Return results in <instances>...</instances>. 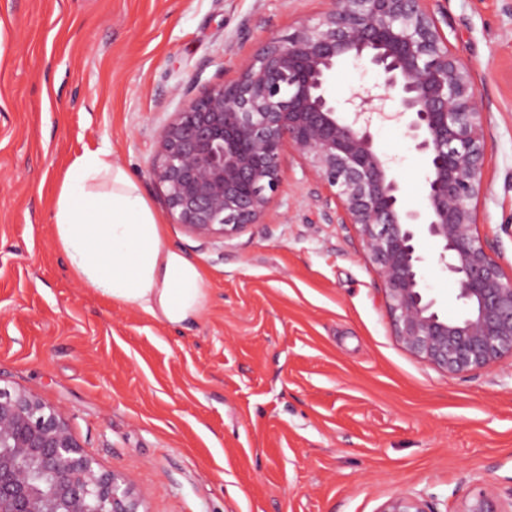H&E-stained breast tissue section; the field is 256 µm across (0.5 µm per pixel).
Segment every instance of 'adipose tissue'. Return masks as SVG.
Masks as SVG:
<instances>
[{
	"mask_svg": "<svg viewBox=\"0 0 512 512\" xmlns=\"http://www.w3.org/2000/svg\"><path fill=\"white\" fill-rule=\"evenodd\" d=\"M53 217L73 272L96 292L171 326L200 317L207 302L201 266L166 244L161 222L110 150L73 160Z\"/></svg>",
	"mask_w": 512,
	"mask_h": 512,
	"instance_id": "1",
	"label": "adipose tissue"
}]
</instances>
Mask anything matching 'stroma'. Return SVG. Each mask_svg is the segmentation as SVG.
Segmentation results:
<instances>
[{"label": "stroma", "mask_w": 512, "mask_h": 512, "mask_svg": "<svg viewBox=\"0 0 512 512\" xmlns=\"http://www.w3.org/2000/svg\"><path fill=\"white\" fill-rule=\"evenodd\" d=\"M487 113L477 232L512 279V0H427ZM328 0H0V386L68 411L85 452L137 483L147 512H378L401 491L459 512L512 499V356L451 376L397 341L358 231L287 155L271 214L201 241L168 219L148 170L161 127L235 79ZM346 61L337 98L381 83ZM372 134L406 206L426 160L404 126ZM110 148L164 229L205 271L196 323L172 327L77 279L53 213L64 172ZM449 318L455 277L422 237ZM512 499L510 500V510H505L497 497L486 492H479L467 501L463 509L459 512H511Z\"/></svg>", "instance_id": "obj_1"}]
</instances>
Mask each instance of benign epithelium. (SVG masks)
<instances>
[{
	"mask_svg": "<svg viewBox=\"0 0 512 512\" xmlns=\"http://www.w3.org/2000/svg\"><path fill=\"white\" fill-rule=\"evenodd\" d=\"M365 62L375 90L338 99L336 65ZM402 123L424 155L426 205L410 210L375 146L374 118ZM483 112L472 69L453 50L425 0H331L318 19L269 39L237 78L205 88L159 131L149 168L169 215L202 241L265 218L280 194L284 150L334 189L346 224L385 285L394 335L450 375L512 355V280L476 232L483 191ZM459 283L450 319L423 282L419 227ZM134 483L82 450L69 413L37 394L0 388V512H142ZM378 512H432L409 492ZM461 512H507L479 492Z\"/></svg>",
	"mask_w": 512,
	"mask_h": 512,
	"instance_id": "obj_1",
	"label": "benign epithelium"
}]
</instances>
